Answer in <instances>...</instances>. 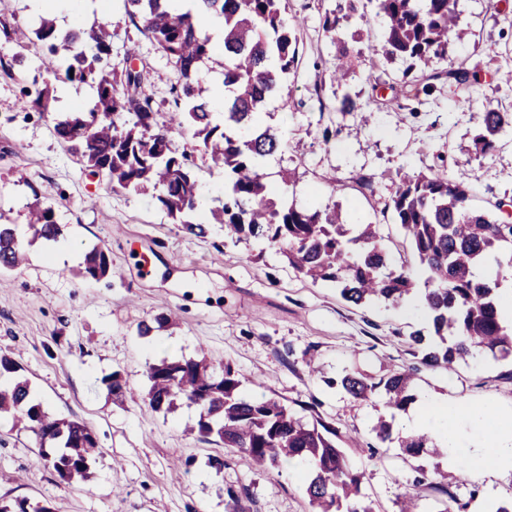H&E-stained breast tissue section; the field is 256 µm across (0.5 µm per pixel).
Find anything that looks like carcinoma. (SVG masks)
Listing matches in <instances>:
<instances>
[{"label":"carcinoma","mask_w":512,"mask_h":512,"mask_svg":"<svg viewBox=\"0 0 512 512\" xmlns=\"http://www.w3.org/2000/svg\"><path fill=\"white\" fill-rule=\"evenodd\" d=\"M195 2V9L180 10L169 0H125L126 14L175 72L172 112L162 124L155 102L141 91L142 71L129 63L119 72L112 69L108 23L61 32L50 19H40L31 29L1 17L0 40L38 46L42 65L56 81L95 89L84 109L61 113L53 126L89 175L107 179L114 191L157 190L158 203L190 234H205L198 216L208 211L234 234L277 244L294 271L340 285L343 298L356 305L374 298L403 303L415 290V271L389 264L381 225L361 224L349 238L336 207L298 208L270 197L262 163L282 142L270 128H260V108L292 71L299 53L296 29L282 16V0ZM457 5L458 0H375L377 14L386 21L384 54L407 63V96L428 95L432 81L441 79L460 97L470 93L482 61L469 68L433 67L447 61L451 41L462 37ZM200 11L220 25V42L202 31ZM207 61L222 69V112L212 111L209 88L199 78ZM37 84L34 80V88L23 87L21 106L48 112L53 89ZM507 127L512 128L511 112L486 107L476 148L483 154L495 150ZM176 133L191 134L209 154L211 167L224 172V196H201L191 155L175 145ZM470 198V189L442 166L404 178L385 204L422 270L420 301L429 329L409 336L418 364L393 369L377 381L344 375L339 386L354 398L365 400L381 390L389 408L401 411L414 400L411 384L423 368L449 369L479 350L512 358V325L505 324L501 312L500 280L477 275L479 264L499 247L512 246V222L490 220L473 209ZM29 223L40 238L54 240L61 234L51 206L35 204ZM23 260L15 229L0 224V270L14 269ZM109 271L108 255L94 248L79 273L102 278ZM148 379V406L169 410L179 399L196 405L203 438L258 466L284 460L304 464L314 512H373L363 500L364 471L349 465L337 444L339 430L319 420L306 423L275 399L243 395L240 374L231 363L218 373L204 358L182 365L163 361L149 367ZM0 414L34 436L39 458L61 480L89 479L97 455L91 430L45 412L32 399L28 381L0 387ZM401 448L413 458L441 453L424 434L406 437Z\"/></svg>","instance_id":"obj_1"}]
</instances>
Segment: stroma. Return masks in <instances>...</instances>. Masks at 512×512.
Masks as SVG:
<instances>
[{
    "label": "stroma",
    "instance_id": "obj_1",
    "mask_svg": "<svg viewBox=\"0 0 512 512\" xmlns=\"http://www.w3.org/2000/svg\"><path fill=\"white\" fill-rule=\"evenodd\" d=\"M458 9L465 38L449 49L448 61L483 60L479 81L464 101L443 81L414 101L404 96L403 63L382 52L384 25L373 0H357L352 13L346 0H288L299 56L262 109L263 124L284 142L264 162L269 185L278 187L279 171L292 170L288 202L336 205L350 225L382 221L403 176L439 165L473 185L476 208L490 211L512 199V135L491 156L474 148L485 104L512 111V84L501 79L512 70V22L503 19L512 0H459ZM329 12L341 19L337 43L323 30ZM97 18L112 26L113 67L122 68L135 52L143 92L167 113L174 71L131 22L124 0H100L92 12L72 0L54 21L68 31ZM344 48L358 60L339 77L333 62ZM22 87L0 75V222L14 225L27 254L24 265L0 272V356L14 360L48 413L87 425L100 454L88 482L67 484L40 461L31 434L1 419L0 501L24 500L52 512H230L226 489L243 485L248 494L239 512H312L301 467L285 461L259 467L200 440L195 405L180 401L166 413L149 408L150 365L204 357L218 370L232 363L246 395L276 398L307 422L358 431L364 445L347 456L365 472L362 492L374 512H399L407 492L417 496V512H439L445 496L435 484L448 471L444 459H405L397 421L393 442L371 457L367 445L385 411L384 394L358 400L325 384L346 372L376 378L414 363L408 338L423 318L384 300L354 305L335 284L297 274L264 240L227 237L211 221L197 237L152 196L112 191L105 178L88 176L53 134L52 114L19 107ZM346 97L354 111H341ZM363 176L373 178L375 192L362 188ZM36 199L56 211L61 233L54 241L35 237L27 224ZM95 246L112 260L111 275L99 280L79 274ZM145 258L147 274L140 266ZM166 314L175 315V324L156 325ZM142 322L152 324L149 335L138 334ZM115 373L124 385L119 397L104 383ZM413 393L512 415V362L481 352L449 372L422 371ZM218 454L228 461L221 470L208 463ZM419 465L428 474L421 485L414 482ZM451 490L469 500L468 512H479L485 501L512 497V478L492 483L477 472Z\"/></svg>",
    "mask_w": 512,
    "mask_h": 512
}]
</instances>
